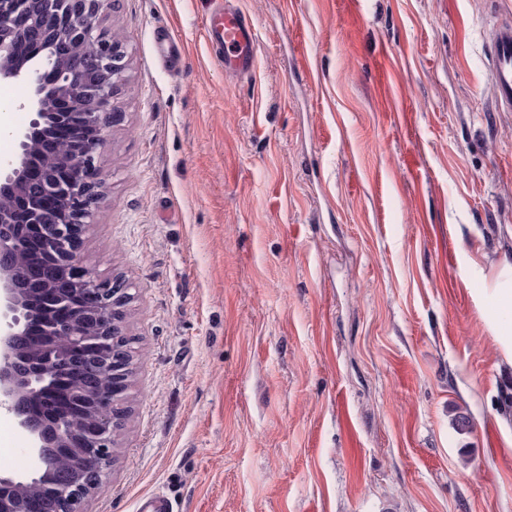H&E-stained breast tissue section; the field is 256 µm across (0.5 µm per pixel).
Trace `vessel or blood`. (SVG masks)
<instances>
[{
  "label": "vessel or blood",
  "mask_w": 512,
  "mask_h": 512,
  "mask_svg": "<svg viewBox=\"0 0 512 512\" xmlns=\"http://www.w3.org/2000/svg\"><path fill=\"white\" fill-rule=\"evenodd\" d=\"M205 40L224 57V69L252 74L257 58V33L246 15L228 0H217L206 19ZM485 71L491 81L499 109L512 111V21L503 20L488 33Z\"/></svg>",
  "instance_id": "obj_1"
}]
</instances>
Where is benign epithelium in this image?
<instances>
[{"instance_id": "benign-epithelium-1", "label": "benign epithelium", "mask_w": 512, "mask_h": 512, "mask_svg": "<svg viewBox=\"0 0 512 512\" xmlns=\"http://www.w3.org/2000/svg\"><path fill=\"white\" fill-rule=\"evenodd\" d=\"M112 0H0V82L21 83L20 108L35 114L11 136L18 152L0 161V410L30 439L33 467L0 474V512L37 483L27 512L49 498L81 504L105 488V462L122 418L132 365L115 348L124 335L129 281L102 278L81 264L85 235L101 197L99 159L110 129L124 119L120 98L128 67L123 43L98 24ZM30 42L49 54L15 63ZM58 127L66 137L53 139ZM41 247L46 260L22 266L20 250ZM84 380L59 396L46 378ZM106 374L111 384L95 387ZM51 406L66 431L37 416Z\"/></svg>"}]
</instances>
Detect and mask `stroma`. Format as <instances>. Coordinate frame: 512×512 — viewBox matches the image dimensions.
<instances>
[{
	"label": "stroma",
	"instance_id": "stroma-1",
	"mask_svg": "<svg viewBox=\"0 0 512 512\" xmlns=\"http://www.w3.org/2000/svg\"><path fill=\"white\" fill-rule=\"evenodd\" d=\"M116 0L123 123L82 262L125 277L131 417L86 512H512V112L485 35L512 0ZM172 33L178 72L157 53ZM0 413V473L30 467ZM215 0L212 14L205 25L206 43L224 57L226 72L252 74L257 58V33L246 15L229 2Z\"/></svg>",
	"mask_w": 512,
	"mask_h": 512
}]
</instances>
